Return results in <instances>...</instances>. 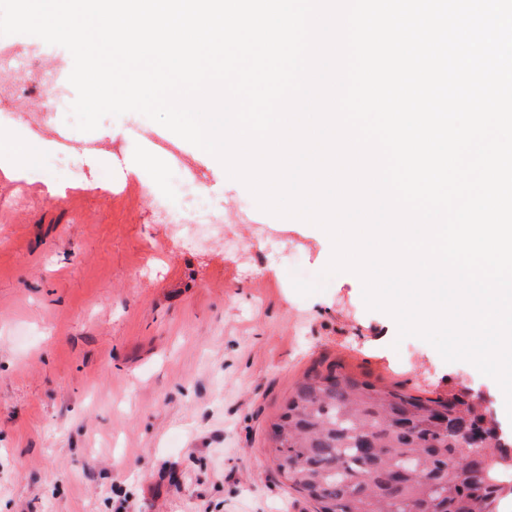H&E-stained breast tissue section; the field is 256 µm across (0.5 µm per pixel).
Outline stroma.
<instances>
[{
  "mask_svg": "<svg viewBox=\"0 0 512 512\" xmlns=\"http://www.w3.org/2000/svg\"><path fill=\"white\" fill-rule=\"evenodd\" d=\"M29 180L0 152V512H313L275 470L272 424L311 369L341 365L424 398L478 390L512 432L498 383L398 339L344 275L299 295L326 266L316 226L260 210L220 162L145 116L72 132L98 141L82 174ZM175 143L244 251L197 249L157 223L153 173L180 202L164 157Z\"/></svg>",
  "mask_w": 512,
  "mask_h": 512,
  "instance_id": "35a3bbf8",
  "label": "stroma"
}]
</instances>
